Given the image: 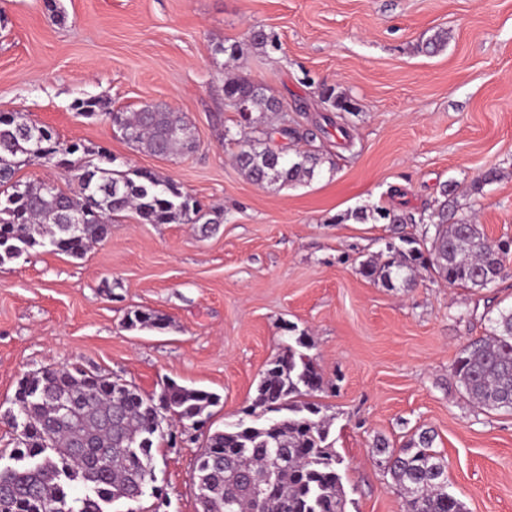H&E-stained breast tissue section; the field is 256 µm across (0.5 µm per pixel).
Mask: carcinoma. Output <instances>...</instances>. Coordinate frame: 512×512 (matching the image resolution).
<instances>
[{
    "label": "carcinoma",
    "mask_w": 512,
    "mask_h": 512,
    "mask_svg": "<svg viewBox=\"0 0 512 512\" xmlns=\"http://www.w3.org/2000/svg\"><path fill=\"white\" fill-rule=\"evenodd\" d=\"M260 48L277 47L276 35L250 32ZM448 43L437 31L419 50L436 54ZM224 98L239 113L241 126L235 163L253 183L282 186L308 182L322 163L312 151L289 153L288 143L313 136L297 127L264 125L259 118L281 112V103L264 84L238 73L224 80ZM319 100L349 112L350 98L322 86ZM86 117L99 115L128 135L127 141L160 157L195 151L196 140L184 118L167 107L114 112L98 100L77 105ZM27 121L0 113V264L37 248L49 247L80 259L103 240L112 218L133 210L146 224H219L221 214L203 209L170 179L147 170L113 169V158L92 147L59 140L44 129L35 141L24 134ZM40 162L76 172L78 193L70 195L45 182L15 180L18 168ZM448 202L415 218L384 208L355 213L359 220L425 225L418 241L403 235L385 243L386 259L360 263L359 273L387 288L412 284L418 268H433L450 286L485 288L508 274L512 244L494 243L479 225L466 219L448 223ZM78 214L83 223L68 224ZM165 319L153 311L127 315L130 329L162 330ZM296 345L281 349L268 365L246 422L207 435L196 457L194 480L201 512H346V492L339 472L342 460L328 442L331 420L313 401L324 381L313 359ZM457 383L471 401L490 410L512 411V307L498 310L489 335L462 347L454 365ZM217 394L170 382L165 410L176 423L210 417ZM14 405L28 422L11 458L0 465V512H143L146 489L155 482L153 448L164 434L154 429V396L120 379L65 367H47L18 383ZM267 413L278 418L257 419ZM427 431L404 448L384 439L375 452L399 487L406 512H467L448 491L447 462L432 449ZM84 488L72 495L73 485Z\"/></svg>",
    "instance_id": "cac0c4a2"
}]
</instances>
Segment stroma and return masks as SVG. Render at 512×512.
I'll return each instance as SVG.
<instances>
[{
    "label": "stroma",
    "instance_id": "1",
    "mask_svg": "<svg viewBox=\"0 0 512 512\" xmlns=\"http://www.w3.org/2000/svg\"><path fill=\"white\" fill-rule=\"evenodd\" d=\"M254 28L274 32L278 50L253 47ZM441 29L445 49L421 53ZM231 43L235 63L218 50ZM237 69L272 89L289 125H322L325 162L311 182L260 186L238 170L239 116L224 102ZM324 83L355 105L327 125ZM90 98L123 112L166 105L198 148L169 158L134 148L79 115ZM0 112L105 149L114 168L170 178L224 215L144 224L130 211L84 258L38 248L0 264L1 464L26 375L77 365L156 395L173 380L221 397L206 423L174 426L175 441L153 450L167 512H197L201 442L241 418L269 362L302 333L325 381L317 400L348 512H404L374 445L400 448L424 429L469 512H512V412L478 407L454 376L462 347L512 304V275L460 288L421 268L409 287H383L359 264L393 227L353 216L429 213L453 184L457 217L512 240V0H0ZM134 310L166 328H126Z\"/></svg>",
    "mask_w": 512,
    "mask_h": 512
}]
</instances>
